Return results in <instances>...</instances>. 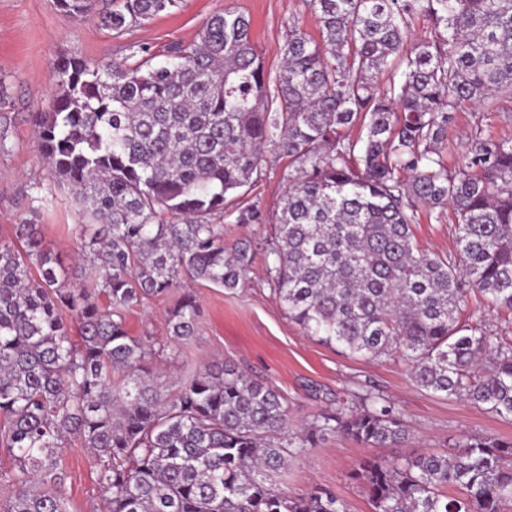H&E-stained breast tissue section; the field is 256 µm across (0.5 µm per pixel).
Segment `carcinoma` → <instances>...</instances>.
<instances>
[{"label": "carcinoma", "instance_id": "cac0c4a2", "mask_svg": "<svg viewBox=\"0 0 512 512\" xmlns=\"http://www.w3.org/2000/svg\"><path fill=\"white\" fill-rule=\"evenodd\" d=\"M55 3L120 34L180 0ZM305 3L319 37L289 30L273 77L250 19L224 11L159 65L56 64L36 143L88 220L74 225L84 272L70 281L35 224L0 240V447L15 461L0 512H68L59 451L71 440L99 459L102 512H348L327 489L293 498L266 474L331 435L407 442L399 408L372 391L290 433L280 391L234 369L188 370L171 389L126 327L130 307L178 290L168 331L188 341L200 309L183 285L238 287L252 243L227 248L214 219L266 152L288 159L266 234L288 318L343 353L402 362L421 391L512 419V337L460 322L475 292L512 313V140L475 137L453 171L440 156L458 104L492 110L512 89V0ZM416 16L432 39L410 42ZM359 120L354 141L344 130ZM420 205L454 209L453 257L415 245ZM264 222L256 205L238 210V224ZM349 477L372 512H512V439L365 457Z\"/></svg>", "mask_w": 512, "mask_h": 512}]
</instances>
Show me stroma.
<instances>
[{"mask_svg": "<svg viewBox=\"0 0 512 512\" xmlns=\"http://www.w3.org/2000/svg\"><path fill=\"white\" fill-rule=\"evenodd\" d=\"M242 13L251 20L252 39L267 72H277L289 29L318 34V20L304 0H183L171 13L120 35L102 30L96 18L77 20L57 9L54 0H0V82L10 98L0 106L9 136V152H0V240H11L17 224L38 225L42 246L59 256L70 278L80 276L77 241L72 231L80 217L63 188H52L45 200L37 195L50 186L49 170L37 150L34 114L47 108L55 61L72 56L96 62L141 57L143 51L164 53L172 44L197 39L217 11ZM498 107L484 109L462 103L448 124L442 156L455 166L474 135L512 139V92L500 94ZM287 160L265 155L257 178L237 192V208L258 205L267 220L279 212L288 187ZM457 218L451 208L418 207L412 233L417 246L445 258L455 250ZM200 305L199 327L189 344L174 346L166 315L175 295L157 297L125 314L132 335L155 347L150 363L164 382L180 379L185 368L229 366L278 388L288 399V428L310 424L318 414L373 388L400 408L409 431L403 448L380 449L383 457L452 449L468 436L512 438V421L455 397L415 388L402 363L347 355L306 336L292 322L266 281L265 260L256 255L238 288L194 285ZM369 451L342 436H330L288 469L270 476L288 496L306 494L313 486L328 489L350 512H371L358 484L349 478L355 463ZM98 465L88 450L67 443L60 452L61 489L69 512H99L102 491Z\"/></svg>", "mask_w": 512, "mask_h": 512, "instance_id": "35a3bbf8", "label": "stroma"}]
</instances>
